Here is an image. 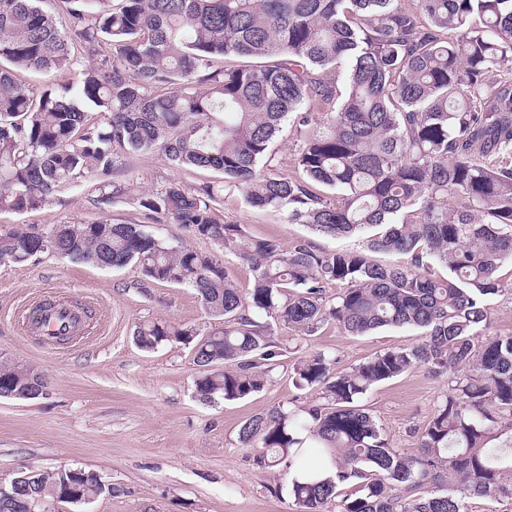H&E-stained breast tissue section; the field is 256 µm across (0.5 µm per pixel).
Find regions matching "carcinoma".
<instances>
[{
	"instance_id": "1",
	"label": "carcinoma",
	"mask_w": 512,
	"mask_h": 512,
	"mask_svg": "<svg viewBox=\"0 0 512 512\" xmlns=\"http://www.w3.org/2000/svg\"><path fill=\"white\" fill-rule=\"evenodd\" d=\"M39 2L0 0V211L41 209L90 174L105 211L127 194L110 178L118 162L157 151L179 168L222 171L224 187L252 208L329 237L362 235L364 248L248 240L242 225L217 217L220 189L168 182L137 196L144 219L181 224L215 251L102 219L1 232L0 264L47 253L194 289L213 317L207 328L153 321L134 336L146 351L193 345L206 367L195 393L206 403L267 385L283 356L276 327L298 336L330 322L354 336L417 329V342L344 372L321 352L299 358L295 386L318 400L253 415L239 441L261 449L266 469L291 472L314 446L330 455L335 476L290 477L294 512H323L343 485L355 492L338 512H466L470 496L512 498V335L475 342L485 298L504 289L498 270L512 260V0H61L63 31ZM102 47L99 65L80 66L79 50ZM229 56L260 63L215 67ZM340 62L349 90L338 103ZM76 68L77 84L39 96L15 78L18 69ZM289 119L297 177L263 169ZM388 252L404 261L371 258ZM227 253L253 273L246 294L220 258ZM46 310L60 313L55 341L84 329L85 315L66 305ZM416 369L447 391L418 429L419 455L408 457L362 400ZM38 379L34 368L0 363V398H37ZM7 491L0 512L104 493L96 475L71 469H39Z\"/></svg>"
}]
</instances>
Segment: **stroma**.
<instances>
[{
    "mask_svg": "<svg viewBox=\"0 0 512 512\" xmlns=\"http://www.w3.org/2000/svg\"><path fill=\"white\" fill-rule=\"evenodd\" d=\"M112 178L129 193L108 210L92 204L89 176L61 187L41 210L0 212V229H46L105 217L142 225L174 244L213 251L210 240L181 225L144 222L137 195L173 181L189 190L206 183L223 187L217 214L224 223L243 225L248 238L275 239L286 247L304 241L316 250L363 247L361 237H326L278 213L250 208L238 192L224 188L221 171L178 169L157 152L132 154ZM499 276L504 290L485 299L489 336L512 335L511 261ZM43 300L87 309L92 318L84 333L72 343L44 348L23 323L28 309ZM207 320L192 289L144 279L130 267L101 269L51 254L0 265V362L36 367L48 389L34 400L0 399V484L9 485L31 468H82L96 472L106 491L71 512H292L287 474L260 467L257 449L243 447L238 432L251 416L307 403L313 393L297 390L278 369L249 398L204 403L195 396L199 369L191 345L171 342L147 352L133 341L135 328L148 321L201 328ZM277 336L284 363L322 352L337 358L340 371L419 339L408 328L351 336L333 324L312 336L286 330ZM446 389L443 380L417 370L378 384L364 402L391 445L410 456L418 452L417 429Z\"/></svg>",
    "mask_w": 512,
    "mask_h": 512,
    "instance_id": "35a3bbf8",
    "label": "stroma"
}]
</instances>
